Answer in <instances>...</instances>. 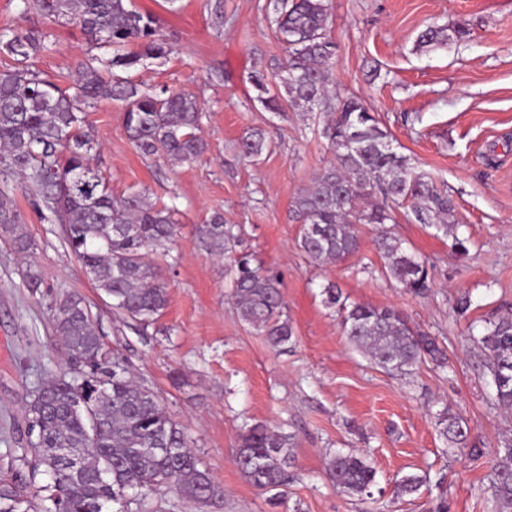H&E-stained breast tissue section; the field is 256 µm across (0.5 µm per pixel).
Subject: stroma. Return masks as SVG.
<instances>
[{"label":"stroma","instance_id":"1","mask_svg":"<svg viewBox=\"0 0 512 512\" xmlns=\"http://www.w3.org/2000/svg\"><path fill=\"white\" fill-rule=\"evenodd\" d=\"M171 42L164 59L129 70L146 87L197 95L204 104L198 160L143 158L129 141L118 104L101 101L88 120L98 146L93 163L113 196L141 193L176 205L178 232L155 256L168 283L159 321L141 327L112 307L66 242L64 225L40 218L20 189L10 192L34 242L25 260L0 241V479L19 468L13 455L28 440L26 405L35 387L66 371L51 308L77 294L99 335L137 382L150 386L187 436L221 494L201 504L174 493L147 499L140 512H499L490 463L512 415L494 401L490 378L470 333L512 314V0H327L336 41L332 80L360 97L419 170L454 205L453 235L396 212L388 232L427 266L429 290L413 294L381 271L377 230L362 225L358 252L318 266L298 247L303 224L292 201L332 158L301 113L275 114L254 99L250 77L285 56L265 17L267 0H224L216 26L208 0H134ZM20 0H0V32L36 30L53 48L37 69L69 87L89 48L75 23L60 24ZM464 24L463 40L423 47L430 26ZM268 131L258 162L239 158V141ZM242 228L244 251L282 282L294 329L287 349H271L240 321L229 297L232 256L216 258L196 228L213 211ZM466 250L458 252L455 239ZM38 271L39 289L27 286ZM350 301L391 306L436 336L448 365H420L400 376L371 364L342 334L325 290ZM470 295L467 312L456 309ZM461 417L469 446L449 452L435 426L443 410ZM278 428L292 438L295 479L279 497L254 487L236 463L243 423ZM367 454L379 492L364 501L336 488L328 465L336 452ZM419 473V493L395 485Z\"/></svg>","mask_w":512,"mask_h":512}]
</instances>
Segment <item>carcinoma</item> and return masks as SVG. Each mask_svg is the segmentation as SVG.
I'll list each match as a JSON object with an SVG mask.
<instances>
[{
    "label": "carcinoma",
    "instance_id": "carcinoma-1",
    "mask_svg": "<svg viewBox=\"0 0 512 512\" xmlns=\"http://www.w3.org/2000/svg\"><path fill=\"white\" fill-rule=\"evenodd\" d=\"M57 22H76L90 51L77 65L72 86L63 88L28 61L51 50L46 36L30 31L0 33V48L18 65L0 69V182L23 190L43 219L66 226L67 242L95 286L112 307L149 327L168 302L162 269L147 253L168 248L177 233L176 207L140 193L115 198L104 174L90 162L95 148L87 109L102 100L121 104L125 132L144 158L192 161L205 153L204 110L196 96L166 87L144 88L114 70L135 69L160 60L171 46L155 21L132 0H23ZM276 37L288 58L272 76H251L254 99L269 112H321L329 116L319 131L332 153L329 165L297 194L294 210L303 217L298 247L316 265L342 261L358 251L359 225L395 222L403 202L422 224L452 231V204L429 174L418 171L397 150L390 133L356 97L344 96L330 74L337 44L326 0H273ZM466 34L458 26L430 27L425 45L443 44ZM268 148L265 133L251 131L239 142L243 157L258 159ZM17 205L0 191V240L29 255L34 243L21 231ZM204 247L223 256L242 243L235 225L215 213L198 228ZM382 272L406 290L428 291L424 262L395 237L378 240ZM230 297L240 320L265 336L274 349L292 343L281 283L247 255L234 260ZM338 306L348 342L373 364L407 375L430 360L447 364L436 338L412 327L391 307L349 303L338 288L327 289ZM52 326L71 371L47 378L27 413L38 421V450L23 451L28 474L0 480V512H131L141 499L129 491L154 485L196 502L220 493L189 447L184 431L168 415L159 396L130 380L118 358L98 335L84 300L67 295L52 308ZM485 357L494 399L512 410V315L487 321L476 339ZM440 438L467 447L462 420L437 414ZM290 436L263 424L245 425L237 465L257 488L288 486L292 476ZM492 482L499 500L512 503V439L502 445ZM331 482L351 497L372 496L375 468L356 453L336 454ZM425 478L411 473L397 484L402 494L419 491Z\"/></svg>",
    "mask_w": 512,
    "mask_h": 512
}]
</instances>
